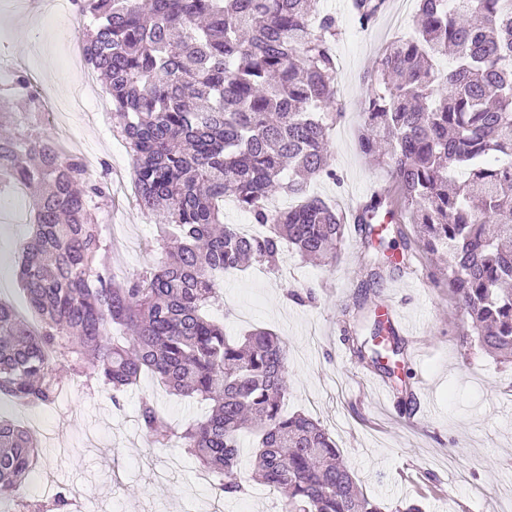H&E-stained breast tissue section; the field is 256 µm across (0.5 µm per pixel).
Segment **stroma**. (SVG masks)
Instances as JSON below:
<instances>
[{
  "label": "stroma",
  "instance_id": "35a3bbf8",
  "mask_svg": "<svg viewBox=\"0 0 512 512\" xmlns=\"http://www.w3.org/2000/svg\"><path fill=\"white\" fill-rule=\"evenodd\" d=\"M12 2L0 0V55L21 60L24 73L54 98L66 99L77 70L75 46L86 38L74 5L44 21L35 14L13 15ZM349 3L321 0L341 20L333 52L342 115L329 144L339 179L313 182L311 190L350 215L374 189L392 186L387 166L360 153L358 134L362 105L374 90L370 72L399 28L387 11L360 28ZM64 124L75 131L73 153L92 158L96 175L109 183L112 205L96 216L112 271L129 277L161 262L157 226L133 203L132 158L125 145L79 112L50 120L47 130L59 136ZM29 220L25 196L0 195V298L18 307L23 301L11 255ZM400 225L411 243V265L383 282L381 296L398 312L415 415L398 410L380 375L358 363L343 342V311L359 297L366 262L354 226H347L334 265L310 264L289 250L279 271L252 266L225 276L223 298L210 315L228 336L262 327L286 342V410L321 422L363 491L381 500L386 512L408 502L422 512H489L500 506L512 512V367L497 363L466 335L467 320L448 293L440 261L415 246L409 219ZM308 287L316 293L315 305L287 299L288 290ZM145 399L175 427L207 411L205 404L169 394L150 375L116 403L110 391L87 389L70 377L55 404L12 409L40 444L36 475L29 480L32 499H43L39 478L47 475L56 491L81 490L88 512H280V494L266 485L253 481L240 498H221L200 481L192 456L153 448L139 423Z\"/></svg>",
  "mask_w": 512,
  "mask_h": 512
}]
</instances>
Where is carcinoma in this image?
<instances>
[{"instance_id":"obj_1","label":"carcinoma","mask_w":512,"mask_h":512,"mask_svg":"<svg viewBox=\"0 0 512 512\" xmlns=\"http://www.w3.org/2000/svg\"><path fill=\"white\" fill-rule=\"evenodd\" d=\"M88 64L105 82L116 130L133 157L135 202L161 226L167 258L116 280L92 210L111 201L104 178L63 152L31 112H0V180L26 187L33 221L17 246L19 281L34 327L0 300V394L31 407L55 401L61 367L112 403L150 372L170 391L196 396L209 414L179 430L145 401L143 430L157 448L177 446L215 474L217 495L245 493L240 436H254L253 473L281 492L283 512H383L359 487L324 427L288 414V349L255 329L230 339L206 311L220 303L224 274L254 263L275 269L285 247L336 262L346 217L307 195L337 179L327 159L338 115L334 14L320 0H74ZM386 0H351L365 28ZM448 59V67L440 66ZM378 90L362 112L359 151L386 159L400 213L420 247L446 254L445 282L470 320L467 336L512 362V0H418L409 32L380 52ZM280 189L299 198L273 209ZM231 196L264 227L224 223ZM389 197L375 194L355 217L366 277L410 261L374 245ZM371 305L346 312L351 356L388 379L382 363L407 358L391 321ZM397 406L413 413L406 382ZM39 443L0 420V500L13 512H46L29 499Z\"/></svg>"}]
</instances>
